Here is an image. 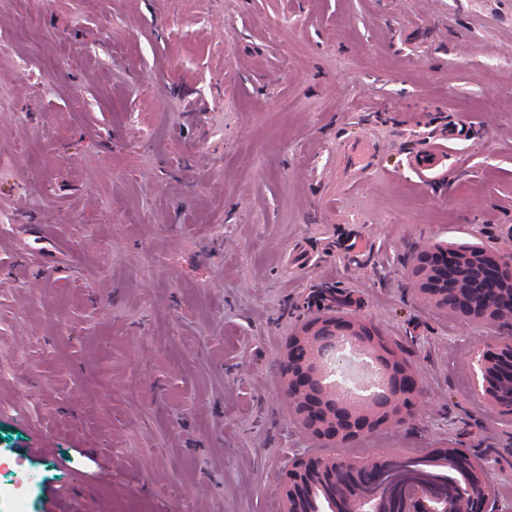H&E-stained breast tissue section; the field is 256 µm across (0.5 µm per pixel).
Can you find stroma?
<instances>
[{"mask_svg": "<svg viewBox=\"0 0 512 512\" xmlns=\"http://www.w3.org/2000/svg\"><path fill=\"white\" fill-rule=\"evenodd\" d=\"M429 241L512 253V0H0V512H278L291 452L437 448L512 512L471 364L512 329L415 296ZM326 288L424 390L338 449L280 391Z\"/></svg>", "mask_w": 512, "mask_h": 512, "instance_id": "stroma-1", "label": "stroma"}]
</instances>
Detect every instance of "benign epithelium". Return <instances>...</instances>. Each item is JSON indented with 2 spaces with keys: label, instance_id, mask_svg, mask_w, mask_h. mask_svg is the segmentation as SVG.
<instances>
[{
  "label": "benign epithelium",
  "instance_id": "7a95c632",
  "mask_svg": "<svg viewBox=\"0 0 512 512\" xmlns=\"http://www.w3.org/2000/svg\"><path fill=\"white\" fill-rule=\"evenodd\" d=\"M481 259L478 279H498L508 273L512 285V258L490 253L482 248H454L432 243L423 247L412 266L417 295L424 301L451 309L478 323L501 324L512 321V288L494 289L491 293L478 290V283L455 274L472 255ZM357 336L372 341L375 334L361 319L329 314L313 317L303 323L290 337L283 361V395L300 427L323 443L346 444L383 424L402 425L414 417V407L422 395L416 373L403 362L382 339L378 346L381 357L390 370L388 388L372 393L369 405L354 412L340 404L327 390L318 372L319 360L338 350L337 337ZM512 364V339L483 342L476 360V385L495 406H501L490 384L489 369ZM395 453L388 452L363 462L343 456L321 457L294 453L276 489L282 507L279 512H312L315 480L320 478L335 494L329 497L331 512H366L354 497L360 491L358 474L375 471ZM483 464H473L465 485L460 487V503L453 512H485ZM376 512H429L432 493L421 486L410 487L396 510L376 491Z\"/></svg>",
  "mask_w": 512,
  "mask_h": 512
}]
</instances>
